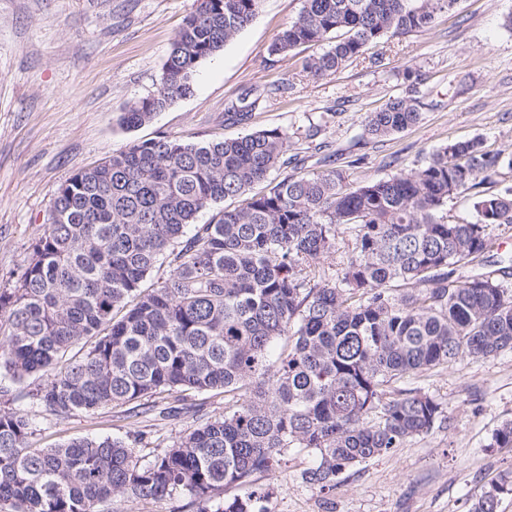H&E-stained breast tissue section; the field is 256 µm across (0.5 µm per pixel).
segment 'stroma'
<instances>
[{
    "label": "stroma",
    "mask_w": 512,
    "mask_h": 512,
    "mask_svg": "<svg viewBox=\"0 0 512 512\" xmlns=\"http://www.w3.org/2000/svg\"><path fill=\"white\" fill-rule=\"evenodd\" d=\"M197 0H0V288L17 280L26 252L48 227L58 187L126 143L167 135L186 144L288 130L289 154L303 172L348 170L370 182L419 168L435 148L472 138L512 154V0H457L428 29L382 39L326 79L304 69L311 51L285 56L268 47L303 0H261L256 19L204 61L190 96L134 129L126 107L155 91L168 51ZM290 84L287 93L263 90ZM422 103L415 126L374 142L367 113L389 98ZM255 101L250 119L227 120L228 105ZM490 249L472 264L497 274L512 260V224L490 230ZM442 403L447 422L344 476L318 493L299 473L310 458L289 450L281 468L259 475L277 493L272 512H468L474 490L512 472V455L489 449L512 419V352L470 358L401 379ZM185 414L162 430L145 427L142 445L167 447L219 416L223 395L188 393ZM127 405L60 418L29 410L38 446L118 433Z\"/></svg>",
    "instance_id": "1"
}]
</instances>
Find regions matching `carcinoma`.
<instances>
[{
  "mask_svg": "<svg viewBox=\"0 0 512 512\" xmlns=\"http://www.w3.org/2000/svg\"><path fill=\"white\" fill-rule=\"evenodd\" d=\"M456 0H305L268 47H320L306 70L339 71L386 36L431 27ZM260 0H203L185 20L153 93L130 104L137 128L193 92L199 65L258 15ZM419 101L389 99L365 119L379 140L421 120ZM288 132L183 144L130 141L78 170L53 199L51 224L21 274L0 288V377L11 401L56 416L136 403L130 416L165 420L139 401L222 391L224 414L153 455L142 434L73 438L41 448L21 408L0 409V512H103L116 495L189 499L196 512H271L274 488L256 476L290 448L312 457L300 473L321 492L369 460L444 424L441 403L393 384L465 357L512 351V289L459 269L512 224V186L495 184L512 157L483 141L434 150L409 174L356 183L339 169L286 175ZM472 194L474 220L451 222L448 200ZM243 198L207 224L198 215ZM349 237H344V234ZM343 251L328 279L316 260ZM169 278L143 287L161 259ZM86 349L68 356L72 347ZM43 382L24 386L33 375ZM491 448L512 452V420ZM229 488L244 493L224 497ZM506 478L471 495L469 512H498Z\"/></svg>",
  "mask_w": 512,
  "mask_h": 512,
  "instance_id": "obj_1",
  "label": "carcinoma"
}]
</instances>
